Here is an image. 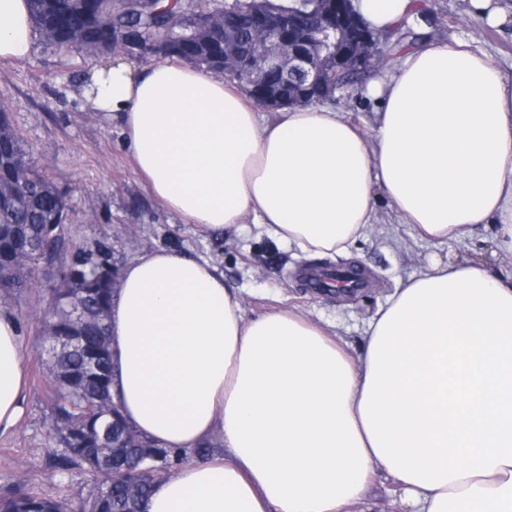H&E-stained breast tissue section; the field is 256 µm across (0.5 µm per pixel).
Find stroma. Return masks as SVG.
Masks as SVG:
<instances>
[{"label": "stroma", "mask_w": 512, "mask_h": 512, "mask_svg": "<svg viewBox=\"0 0 512 512\" xmlns=\"http://www.w3.org/2000/svg\"><path fill=\"white\" fill-rule=\"evenodd\" d=\"M423 2L432 39L467 35L512 76V25L481 24L469 14L467 0ZM96 61V56L60 51L39 40L28 59L0 66V102L7 106L35 161L71 196L64 228L68 243L90 246L109 239L125 264L159 248L207 259L223 273L225 283L241 294L248 317L296 310L338 334L356 355L363 347L368 318L411 275L424 271L431 256L471 260L486 255L493 246L494 229L489 225L461 244L436 247L421 241L382 199L368 237L353 246L350 254L331 261L340 269L352 260L364 264L372 273L370 292L359 294L349 304L312 292L301 272L318 267V260L253 234L203 237L153 199L123 146L119 128L94 112L76 92L78 81ZM69 260V251H62L39 270L36 288L8 304L19 316L29 382L18 424L0 433V495L29 484L52 497L75 500L88 494L92 486L86 475L62 478L48 467L55 448L46 427L50 382L37 362L42 342L38 311L55 288L58 271Z\"/></svg>", "instance_id": "35a3bbf8"}]
</instances>
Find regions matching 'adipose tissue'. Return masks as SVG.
Segmentation results:
<instances>
[{
  "label": "adipose tissue",
  "mask_w": 512,
  "mask_h": 512,
  "mask_svg": "<svg viewBox=\"0 0 512 512\" xmlns=\"http://www.w3.org/2000/svg\"><path fill=\"white\" fill-rule=\"evenodd\" d=\"M371 27L421 25L418 0H352ZM28 0H0V62L31 56ZM372 137L312 104L265 121L186 62L93 66L82 94L118 120L164 208L203 233H258L312 259L350 252L386 198L414 237L495 227L512 254V78L459 36L399 55ZM112 392L162 448L221 441L159 479L142 512H347L378 473L402 512H512V271L433 257L367 322L355 356L288 311L247 318L209 261L165 249L125 265L109 317ZM26 397L0 310V430Z\"/></svg>",
  "instance_id": "1"
}]
</instances>
